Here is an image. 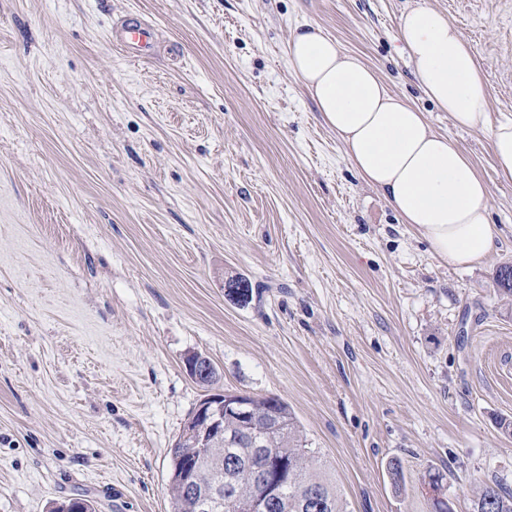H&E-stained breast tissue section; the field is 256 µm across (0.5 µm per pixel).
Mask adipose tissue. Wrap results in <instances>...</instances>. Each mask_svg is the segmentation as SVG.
I'll list each match as a JSON object with an SVG mask.
<instances>
[{
  "label": "adipose tissue",
  "mask_w": 512,
  "mask_h": 512,
  "mask_svg": "<svg viewBox=\"0 0 512 512\" xmlns=\"http://www.w3.org/2000/svg\"><path fill=\"white\" fill-rule=\"evenodd\" d=\"M399 36L428 97L454 126L486 134L497 175L512 181V118L491 122L475 49L427 0L402 12ZM288 63L360 177L435 256L471 266L494 250L484 178L425 113L391 93L373 67L342 51L317 25L292 32Z\"/></svg>",
  "instance_id": "adipose-tissue-1"
}]
</instances>
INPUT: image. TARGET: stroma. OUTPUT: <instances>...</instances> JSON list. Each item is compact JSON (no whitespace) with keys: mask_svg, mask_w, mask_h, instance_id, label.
Wrapping results in <instances>:
<instances>
[{"mask_svg":"<svg viewBox=\"0 0 512 512\" xmlns=\"http://www.w3.org/2000/svg\"><path fill=\"white\" fill-rule=\"evenodd\" d=\"M413 2L0 0V512H170L196 354L215 389L288 403L348 512H430L435 471L453 512L512 491V182L419 89ZM429 3L475 48L491 119L512 117V0ZM129 14L158 32L139 62L111 38ZM306 23L472 157L481 264L435 258L357 175L289 69Z\"/></svg>","mask_w":512,"mask_h":512,"instance_id":"35a3bbf8","label":"stroma"}]
</instances>
